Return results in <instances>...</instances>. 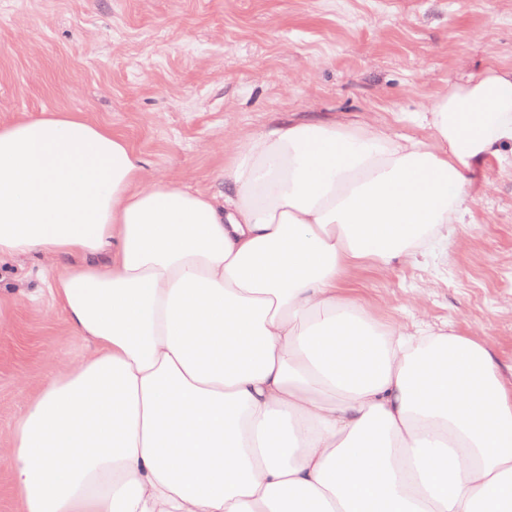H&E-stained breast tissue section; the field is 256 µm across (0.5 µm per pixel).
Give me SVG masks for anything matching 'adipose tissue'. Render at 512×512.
Masks as SVG:
<instances>
[{"mask_svg":"<svg viewBox=\"0 0 512 512\" xmlns=\"http://www.w3.org/2000/svg\"><path fill=\"white\" fill-rule=\"evenodd\" d=\"M431 141L358 121L225 132L223 195L148 175L70 112L0 126V259L66 258L93 354L16 418L22 512H512L489 336L378 323L343 272L432 252L512 145V69L451 85Z\"/></svg>","mask_w":512,"mask_h":512,"instance_id":"ef3b65f1","label":"adipose tissue"}]
</instances>
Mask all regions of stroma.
Listing matches in <instances>:
<instances>
[{"instance_id": "35a3bbf8", "label": "stroma", "mask_w": 512, "mask_h": 512, "mask_svg": "<svg viewBox=\"0 0 512 512\" xmlns=\"http://www.w3.org/2000/svg\"><path fill=\"white\" fill-rule=\"evenodd\" d=\"M512 68V0H0V124L77 112L122 133L148 172L224 190V133L288 120H367L430 139L419 116L450 84ZM473 197L428 258L341 277L383 323L489 333L512 376V147L472 176ZM63 260L0 261V512L11 428L62 365L87 358L50 293Z\"/></svg>"}]
</instances>
